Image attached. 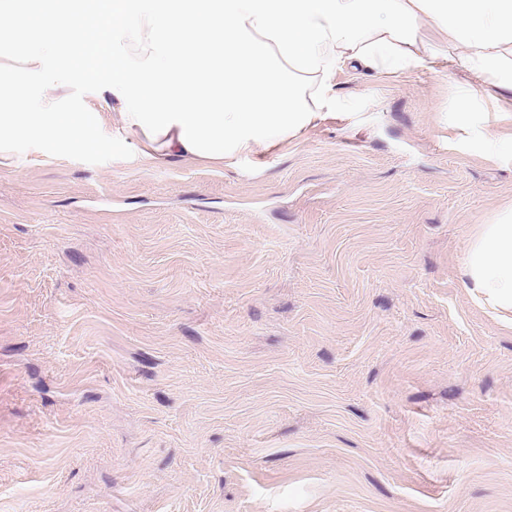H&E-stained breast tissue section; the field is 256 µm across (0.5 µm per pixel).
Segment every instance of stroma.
Listing matches in <instances>:
<instances>
[{"label": "stroma", "mask_w": 512, "mask_h": 512, "mask_svg": "<svg viewBox=\"0 0 512 512\" xmlns=\"http://www.w3.org/2000/svg\"><path fill=\"white\" fill-rule=\"evenodd\" d=\"M68 74L85 143L0 161V512H512V327L461 269L512 104L346 69L238 167L154 165Z\"/></svg>", "instance_id": "obj_1"}]
</instances>
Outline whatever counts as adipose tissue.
Wrapping results in <instances>:
<instances>
[{
	"label": "adipose tissue",
	"instance_id": "1",
	"mask_svg": "<svg viewBox=\"0 0 512 512\" xmlns=\"http://www.w3.org/2000/svg\"><path fill=\"white\" fill-rule=\"evenodd\" d=\"M79 60L142 156L235 165L323 118L337 72L444 59L466 89L512 99V0H0V158L75 141L80 115L53 58ZM45 96L34 109L31 76ZM464 284L512 322V209L465 249Z\"/></svg>",
	"mask_w": 512,
	"mask_h": 512
}]
</instances>
